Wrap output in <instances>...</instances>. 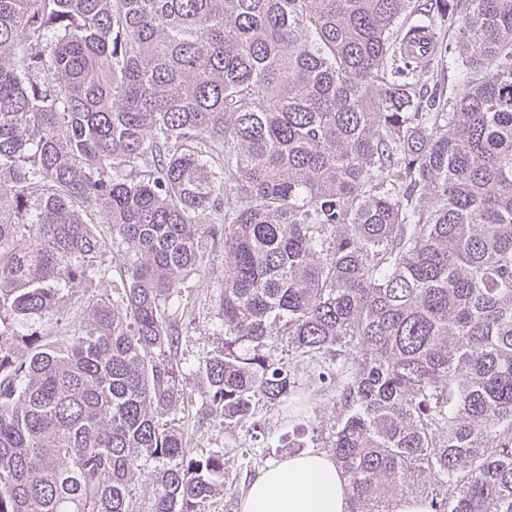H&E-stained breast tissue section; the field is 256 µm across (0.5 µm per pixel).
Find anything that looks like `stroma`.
<instances>
[{
  "mask_svg": "<svg viewBox=\"0 0 512 512\" xmlns=\"http://www.w3.org/2000/svg\"><path fill=\"white\" fill-rule=\"evenodd\" d=\"M202 254L199 272L183 281L180 296L172 298L169 305L170 330L177 338L173 356L181 371L179 426L194 448L223 451L227 461V487L223 495L210 501L207 512H239L240 499L251 478L275 461L278 440L287 428L280 409L261 403L250 422L232 428L225 427L222 417L205 411L199 369L224 344L218 303L224 290V251L213 248L206 236ZM319 371L315 363H300L295 368L311 402L300 432L307 450L323 452L336 424V408L330 389L318 380Z\"/></svg>",
  "mask_w": 512,
  "mask_h": 512,
  "instance_id": "1",
  "label": "stroma"
}]
</instances>
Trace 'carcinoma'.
<instances>
[{
	"mask_svg": "<svg viewBox=\"0 0 512 512\" xmlns=\"http://www.w3.org/2000/svg\"><path fill=\"white\" fill-rule=\"evenodd\" d=\"M213 213L209 413L304 417L277 326L335 364L349 512H512V0H0V512L224 492V453L162 420ZM97 223L127 245L113 294ZM68 318L71 317L75 319L76 315V306L73 305V301L71 303L67 302V308L65 310L60 311V313L55 315H48L38 320V326L40 327V331L44 336H59L63 332V328L60 326V320L57 322L58 318Z\"/></svg>",
	"mask_w": 512,
	"mask_h": 512,
	"instance_id": "obj_1",
	"label": "carcinoma"
}]
</instances>
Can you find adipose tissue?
<instances>
[{"mask_svg": "<svg viewBox=\"0 0 512 512\" xmlns=\"http://www.w3.org/2000/svg\"><path fill=\"white\" fill-rule=\"evenodd\" d=\"M347 479L323 452L304 453L258 471L239 512H348Z\"/></svg>", "mask_w": 512, "mask_h": 512, "instance_id": "ef3b65f1", "label": "adipose tissue"}]
</instances>
